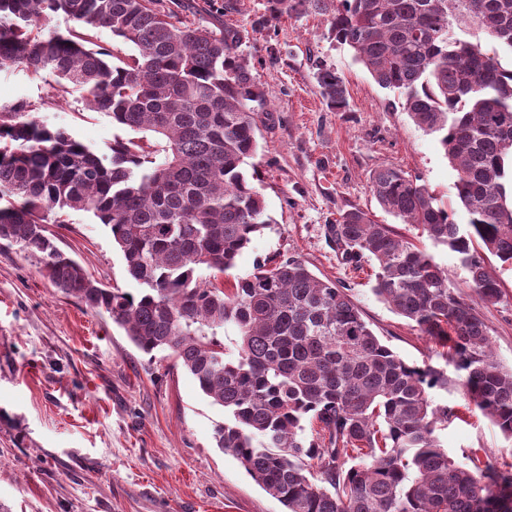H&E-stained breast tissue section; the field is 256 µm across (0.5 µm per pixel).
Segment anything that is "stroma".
I'll list each match as a JSON object with an SVG mask.
<instances>
[{
  "label": "stroma",
  "mask_w": 512,
  "mask_h": 512,
  "mask_svg": "<svg viewBox=\"0 0 512 512\" xmlns=\"http://www.w3.org/2000/svg\"><path fill=\"white\" fill-rule=\"evenodd\" d=\"M185 20L213 30L245 29L248 58L267 105L257 117L258 150L245 173L262 193L269 224L237 257L229 277L252 273L268 259L296 258L317 277L347 288L380 341L407 362L443 372L434 403L463 405L462 378L439 343L372 292V265L344 263L326 238L339 214L357 208L413 237V227L385 212L369 190L378 168L420 176L465 223L455 203L456 173L434 136L416 127L396 93L381 88L351 51L328 36L324 15L257 19L265 0H233L224 13L211 0H189ZM335 68L349 109L330 110L315 75ZM51 79L0 71V106L26 103L42 121L64 128L98 154L120 133L106 114L88 109L78 90L50 105ZM50 233L60 249L97 281L135 291L107 227L70 212ZM454 287L490 328L493 351L512 368V265L489 257L503 297L483 303L468 273L443 247H431ZM223 407L169 358L149 359L106 315L86 310L45 276L39 261L0 245V506L6 512H285L231 454L215 446ZM456 460L470 449L483 462L512 464V442L480 413H464L442 430Z\"/></svg>",
  "instance_id": "1"
}]
</instances>
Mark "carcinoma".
<instances>
[{
	"mask_svg": "<svg viewBox=\"0 0 512 512\" xmlns=\"http://www.w3.org/2000/svg\"><path fill=\"white\" fill-rule=\"evenodd\" d=\"M59 14L77 28L52 27ZM308 14L329 16V37L437 138L467 223L398 168L370 175L378 204L456 255L481 301L500 302L487 258L512 264V68L501 63L512 0H266L259 23ZM102 29L110 52L91 48ZM241 42L240 30L184 22L159 0H0V71L49 74L112 124L151 136L116 138L100 156L22 103L0 107V242L38 258L144 354L173 357L229 414L216 447L286 512H512V466L482 464L477 448L465 462L448 455L439 431L458 414L428 393L443 373L382 344L347 289L298 259L260 264L226 290L200 275L234 267L269 223L243 170L258 149L252 103L265 96ZM317 82L330 110L347 111L336 69L319 68ZM70 210L109 228L137 292L89 277L59 249L47 224ZM327 233L346 262L375 263L374 295L447 348L467 405L512 441V369L447 269L360 209Z\"/></svg>",
	"mask_w": 512,
	"mask_h": 512,
	"instance_id": "1",
	"label": "carcinoma"
}]
</instances>
